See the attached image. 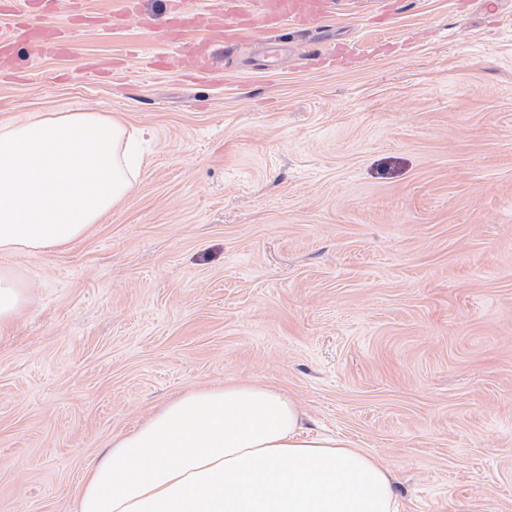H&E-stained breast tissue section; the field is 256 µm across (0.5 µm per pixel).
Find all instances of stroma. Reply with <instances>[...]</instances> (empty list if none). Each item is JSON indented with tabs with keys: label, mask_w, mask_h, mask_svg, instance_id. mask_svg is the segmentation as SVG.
<instances>
[{
	"label": "stroma",
	"mask_w": 512,
	"mask_h": 512,
	"mask_svg": "<svg viewBox=\"0 0 512 512\" xmlns=\"http://www.w3.org/2000/svg\"><path fill=\"white\" fill-rule=\"evenodd\" d=\"M164 11L0 78L1 121L109 112L144 157L80 241L6 261L0 512H75L122 435L227 382L372 454L400 512H512V0H357L197 82ZM27 302L25 286L4 267H0V329L8 327Z\"/></svg>",
	"instance_id": "35a3bbf8"
}]
</instances>
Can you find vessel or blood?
Wrapping results in <instances>:
<instances>
[{"mask_svg":"<svg viewBox=\"0 0 512 512\" xmlns=\"http://www.w3.org/2000/svg\"><path fill=\"white\" fill-rule=\"evenodd\" d=\"M345 0H224L223 10L210 18L212 42L234 43L256 29L277 30L310 28L336 15ZM42 0H0V15L9 17L11 28L0 35V65L13 66L18 44L30 46L38 56L70 54V30L34 21ZM166 26L182 30L197 25L198 13L185 7V0H167Z\"/></svg>","mask_w":512,"mask_h":512,"instance_id":"1","label":"vessel or blood"}]
</instances>
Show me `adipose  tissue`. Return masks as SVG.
Wrapping results in <instances>:
<instances>
[{"label":"adipose tissue","instance_id":"1","mask_svg":"<svg viewBox=\"0 0 512 512\" xmlns=\"http://www.w3.org/2000/svg\"><path fill=\"white\" fill-rule=\"evenodd\" d=\"M123 123L105 112L0 122V255L63 249L135 189ZM77 512H397L388 470L364 449L309 435L260 383L170 401L83 478Z\"/></svg>","mask_w":512,"mask_h":512}]
</instances>
